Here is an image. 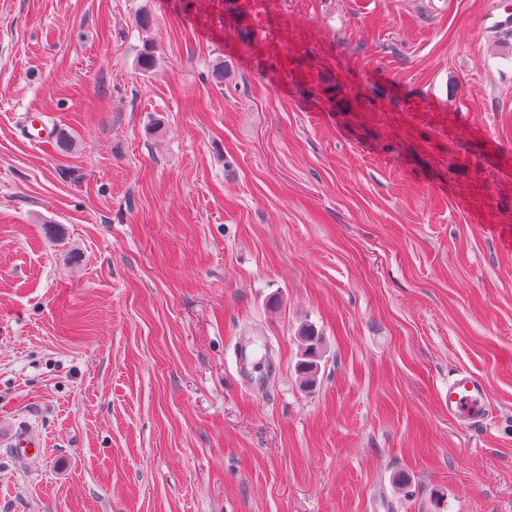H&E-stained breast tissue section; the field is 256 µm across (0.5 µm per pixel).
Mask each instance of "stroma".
<instances>
[{"label":"stroma","mask_w":512,"mask_h":512,"mask_svg":"<svg viewBox=\"0 0 512 512\" xmlns=\"http://www.w3.org/2000/svg\"><path fill=\"white\" fill-rule=\"evenodd\" d=\"M497 2L0 0V512H512ZM19 132L23 138L37 145L53 136V130L41 118L23 123ZM301 339L305 349L302 360L298 363L302 385L305 388H313L318 380L320 354L318 351L319 335L316 330L307 325L301 329ZM487 389L484 382L467 370L448 377V416L461 421L478 420L486 411Z\"/></svg>","instance_id":"stroma-1"}]
</instances>
